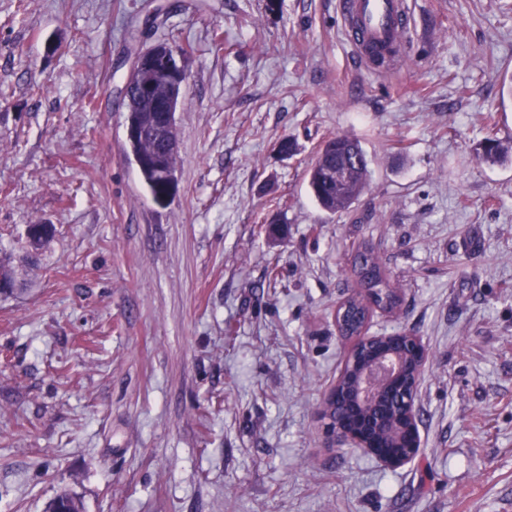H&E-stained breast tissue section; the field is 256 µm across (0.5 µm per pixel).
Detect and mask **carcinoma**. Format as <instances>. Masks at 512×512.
Masks as SVG:
<instances>
[{"label":"carcinoma","instance_id":"1","mask_svg":"<svg viewBox=\"0 0 512 512\" xmlns=\"http://www.w3.org/2000/svg\"><path fill=\"white\" fill-rule=\"evenodd\" d=\"M134 116L145 126L153 128L160 123L158 105L152 98L133 100ZM357 155H364L359 141L345 135L331 137L325 141L312 166L307 171L308 184L317 203L326 211L338 213L348 209L364 192L368 185V164L351 168L347 181L338 183L329 172L335 169L344 153L351 149ZM504 154L502 143L496 138H487L480 144L478 157L487 162H495ZM141 178L152 196L162 192V176L156 169L140 170ZM49 224H31L28 227L29 247L39 249L51 236ZM352 273L357 288L352 290L342 303L345 312L340 323V334L358 337L367 334L366 326L373 308L392 311L400 299L396 287L390 284L385 275L378 252L370 243L358 247L352 257ZM389 353L402 357L405 380L411 381L415 372V361L407 348V339L396 336L386 341L362 342L353 358L342 369L337 379L339 404L327 415L330 425L342 423L353 416L370 423L369 431L377 447L394 451L402 447L405 435L394 436L391 431L401 424L403 411L398 403V393H387L373 407L360 409L354 406L353 397L362 373L372 364Z\"/></svg>","mask_w":512,"mask_h":512}]
</instances>
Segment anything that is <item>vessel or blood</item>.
<instances>
[{
  "label": "vessel or blood",
  "mask_w": 512,
  "mask_h": 512,
  "mask_svg": "<svg viewBox=\"0 0 512 512\" xmlns=\"http://www.w3.org/2000/svg\"><path fill=\"white\" fill-rule=\"evenodd\" d=\"M347 38L366 65L388 45H404L409 32L407 0H338Z\"/></svg>",
  "instance_id": "1"
}]
</instances>
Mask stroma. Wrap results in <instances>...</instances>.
Returning <instances> with one entry per match:
<instances>
[{
  "label": "stroma",
  "instance_id": "35a3bbf8",
  "mask_svg": "<svg viewBox=\"0 0 512 512\" xmlns=\"http://www.w3.org/2000/svg\"><path fill=\"white\" fill-rule=\"evenodd\" d=\"M408 5L381 76L336 0H0V261L17 286L0 295V512L64 493L84 512H512V152L476 153L512 149V0ZM157 42L191 49L163 204L121 94ZM338 134L371 174L331 214L306 171ZM36 223L55 233L31 255ZM362 241L401 296L369 334L429 352L422 455L398 468L329 447L318 418Z\"/></svg>",
  "mask_w": 512,
  "mask_h": 512
}]
</instances>
